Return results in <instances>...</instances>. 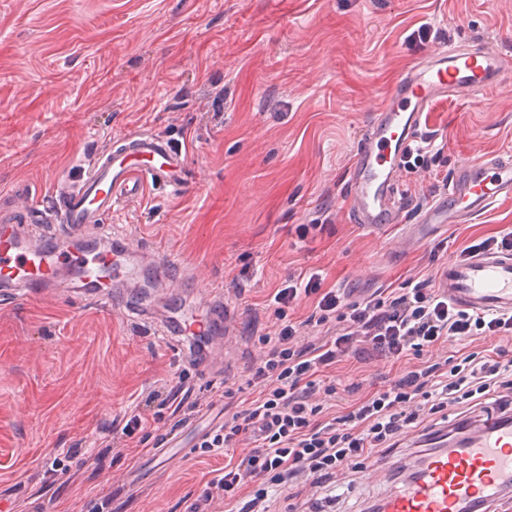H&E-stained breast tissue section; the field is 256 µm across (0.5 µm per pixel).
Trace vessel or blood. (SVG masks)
I'll return each mask as SVG.
<instances>
[{
    "label": "vessel or blood",
    "mask_w": 512,
    "mask_h": 512,
    "mask_svg": "<svg viewBox=\"0 0 512 512\" xmlns=\"http://www.w3.org/2000/svg\"><path fill=\"white\" fill-rule=\"evenodd\" d=\"M512 62L495 51L467 45L443 47L411 66L374 116L351 173L352 207L372 231L396 223L402 188L399 173L413 133L442 98H462L497 87ZM187 156L157 134H129L95 155L78 178L61 177L50 193L58 235L32 241L22 231L32 214L0 207V302L37 299L81 278L83 284L117 283L136 272L139 256L110 258L75 251L73 242L104 223L145 187L182 191ZM502 197H512V160L492 156L460 169L429 224H459ZM442 286L457 308L477 313L512 312V254L481 252L449 262ZM461 448L419 451L413 476L378 501L379 512H512V420H469Z\"/></svg>",
    "instance_id": "obj_1"
}]
</instances>
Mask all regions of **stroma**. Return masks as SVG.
I'll use <instances>...</instances> for the list:
<instances>
[{"instance_id": "1", "label": "stroma", "mask_w": 512, "mask_h": 512, "mask_svg": "<svg viewBox=\"0 0 512 512\" xmlns=\"http://www.w3.org/2000/svg\"><path fill=\"white\" fill-rule=\"evenodd\" d=\"M490 43L512 59V0H0V203L48 204L57 176L132 132L189 147L191 186L149 189L98 225L181 262L129 301L192 313L189 274L223 290L235 315L212 376L157 330L97 298L0 306V498L13 512H190L220 456L194 448L223 423L225 383L247 387L266 300L299 273L344 303L408 278L439 277L471 241L512 233V199L467 224H426L444 183L512 155V73L466 101L441 100L426 129L445 144L436 173L402 176L410 203L381 232L357 224L349 172L400 76L447 45ZM400 364L346 356L327 372L356 395L389 386ZM182 385L198 412L113 446L145 395ZM179 434L185 454L154 455ZM397 475L385 464L342 486L335 512H363Z\"/></svg>"}]
</instances>
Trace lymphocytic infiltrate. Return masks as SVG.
Listing matches in <instances>:
<instances>
[{
	"label": "lymphocytic infiltrate",
	"instance_id": "f902f5d3",
	"mask_svg": "<svg viewBox=\"0 0 512 512\" xmlns=\"http://www.w3.org/2000/svg\"><path fill=\"white\" fill-rule=\"evenodd\" d=\"M303 294L318 295L317 324L324 334L299 347V326L288 309ZM273 304L278 322L259 337V356L247 379L256 397L200 438L202 453L224 455L226 463L193 512H209L216 500L236 512H270V491L287 489L300 478L321 493L323 502L333 503L338 481L366 461L393 454L408 434L433 436L430 418L448 404L473 408L497 389L512 390V363L490 355L469 354L452 364L425 362V355L451 337L487 340L512 334V313L457 309L430 279L410 278L404 286L347 307L336 292H320L314 273L306 283L278 289ZM349 354L392 362L414 356L421 363L406 368L390 387L330 417L324 410L335 401L336 386L322 384L321 373ZM243 445L248 453L236 458ZM259 479L264 488L246 493L247 482Z\"/></svg>",
	"mask_w": 512,
	"mask_h": 512
}]
</instances>
